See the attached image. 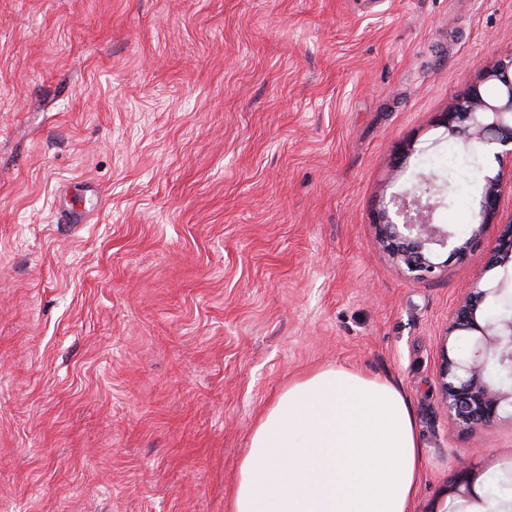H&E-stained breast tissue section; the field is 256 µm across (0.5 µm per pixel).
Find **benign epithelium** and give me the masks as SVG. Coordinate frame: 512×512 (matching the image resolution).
I'll return each mask as SVG.
<instances>
[{"mask_svg": "<svg viewBox=\"0 0 512 512\" xmlns=\"http://www.w3.org/2000/svg\"><path fill=\"white\" fill-rule=\"evenodd\" d=\"M443 125L448 137L464 143L499 145L496 160L512 157V57L485 69L445 113ZM502 185V172L485 176L478 211V229L494 223ZM442 199L428 176L419 177L410 189L390 199L378 221L379 240L388 256L411 277L424 278L441 270L436 250L447 248L450 255L466 254L472 240L456 237L446 224L433 223V213ZM512 260V224L500 236L491 267ZM512 291L499 284L471 288L456 310L440 348L438 385L448 413L470 431L488 430L503 415L512 416V386L497 383L494 374L501 367L512 369V320L500 321L484 315L481 305ZM463 332L470 349L460 355L449 346L450 336Z\"/></svg>", "mask_w": 512, "mask_h": 512, "instance_id": "benign-epithelium-1", "label": "benign epithelium"}]
</instances>
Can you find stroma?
<instances>
[{"label": "stroma", "mask_w": 512, "mask_h": 512, "mask_svg": "<svg viewBox=\"0 0 512 512\" xmlns=\"http://www.w3.org/2000/svg\"><path fill=\"white\" fill-rule=\"evenodd\" d=\"M511 53L512 0H0V512H231L259 415L336 364L403 388L412 512H485L512 420L449 419L440 346L512 275V167L477 230L442 122ZM421 173L471 246L411 279L376 220Z\"/></svg>", "instance_id": "stroma-1"}]
</instances>
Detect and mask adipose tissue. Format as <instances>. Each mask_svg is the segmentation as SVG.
Here are the masks:
<instances>
[{
  "label": "adipose tissue",
  "mask_w": 512,
  "mask_h": 512,
  "mask_svg": "<svg viewBox=\"0 0 512 512\" xmlns=\"http://www.w3.org/2000/svg\"><path fill=\"white\" fill-rule=\"evenodd\" d=\"M422 464L398 384L322 367L290 381L257 419L231 512H410Z\"/></svg>",
  "instance_id": "adipose-tissue-1"
}]
</instances>
